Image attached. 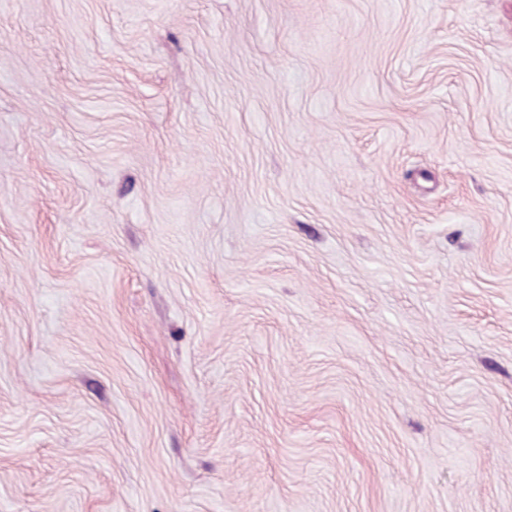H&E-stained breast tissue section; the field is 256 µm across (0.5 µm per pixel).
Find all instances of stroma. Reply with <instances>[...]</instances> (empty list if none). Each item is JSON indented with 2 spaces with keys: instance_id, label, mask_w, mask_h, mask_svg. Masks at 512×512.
Masks as SVG:
<instances>
[{
  "instance_id": "1",
  "label": "stroma",
  "mask_w": 512,
  "mask_h": 512,
  "mask_svg": "<svg viewBox=\"0 0 512 512\" xmlns=\"http://www.w3.org/2000/svg\"><path fill=\"white\" fill-rule=\"evenodd\" d=\"M0 512H512V0H0Z\"/></svg>"
}]
</instances>
